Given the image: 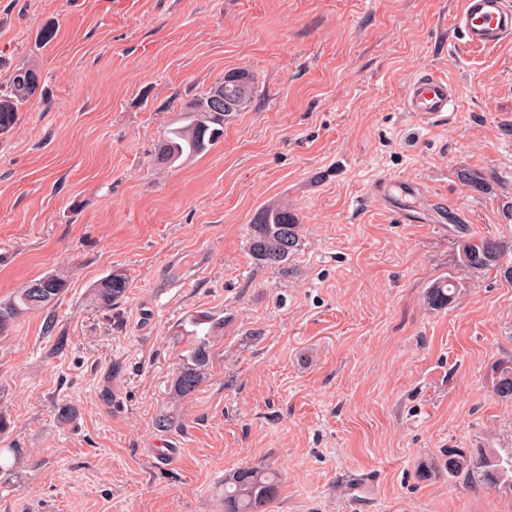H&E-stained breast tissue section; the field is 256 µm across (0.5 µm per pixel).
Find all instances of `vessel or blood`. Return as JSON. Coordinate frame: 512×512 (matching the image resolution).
I'll return each instance as SVG.
<instances>
[{"label": "vessel or blood", "instance_id": "vessel-or-blood-1", "mask_svg": "<svg viewBox=\"0 0 512 512\" xmlns=\"http://www.w3.org/2000/svg\"><path fill=\"white\" fill-rule=\"evenodd\" d=\"M455 29L473 47L494 45L512 37V0H463ZM456 89L430 71L417 75L403 97V109L433 122L454 111Z\"/></svg>", "mask_w": 512, "mask_h": 512}]
</instances>
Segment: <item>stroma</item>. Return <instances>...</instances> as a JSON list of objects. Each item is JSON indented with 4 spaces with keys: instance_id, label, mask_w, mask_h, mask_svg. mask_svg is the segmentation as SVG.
<instances>
[{
    "instance_id": "35a3bbf8",
    "label": "stroma",
    "mask_w": 512,
    "mask_h": 512,
    "mask_svg": "<svg viewBox=\"0 0 512 512\" xmlns=\"http://www.w3.org/2000/svg\"><path fill=\"white\" fill-rule=\"evenodd\" d=\"M461 2L0 0V86L33 64L44 87L0 136V302L67 282L0 336V512H224L225 476L252 465L279 475L263 512H512V491L442 468L450 448L512 455L494 389L512 282L469 274L448 307L424 301L460 237L512 241V37L470 48ZM424 70L457 91L433 124L402 108ZM236 71L255 93L223 139L156 164L181 105ZM382 178L397 207L372 199ZM283 201L301 223L285 276L248 252ZM198 250L207 266L174 287ZM113 270L126 295L95 307ZM198 335L206 378L173 403Z\"/></svg>"
}]
</instances>
